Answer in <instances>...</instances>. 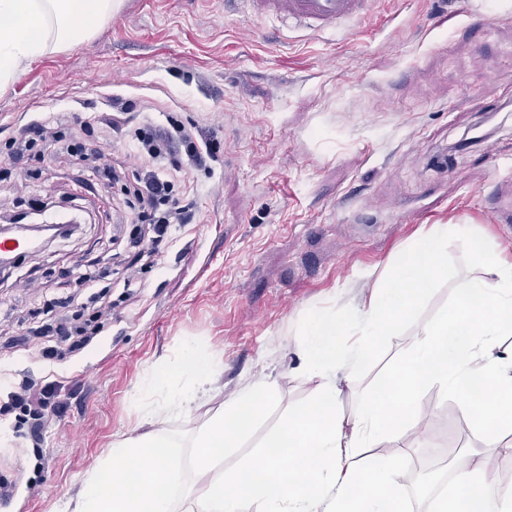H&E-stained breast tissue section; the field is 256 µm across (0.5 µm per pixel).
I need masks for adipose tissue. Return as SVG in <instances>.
<instances>
[{"label": "adipose tissue", "mask_w": 512, "mask_h": 512, "mask_svg": "<svg viewBox=\"0 0 512 512\" xmlns=\"http://www.w3.org/2000/svg\"><path fill=\"white\" fill-rule=\"evenodd\" d=\"M119 7L120 0H0V84L15 80L26 63L91 38ZM463 233L460 224L432 225L356 308L303 319L299 357L304 373L318 380L316 392L234 471L222 468L224 453L265 417L272 385L262 379L221 402L197 431L196 456L183 469L160 427L169 411L193 407L218 367L205 351L189 349L175 373L147 387L152 393L170 378L181 382L173 400L145 404L152 432L114 444L87 472L72 512H404L408 458L399 444L415 432L428 387L465 402L482 445L451 465L449 490L432 512H512V492L498 489L492 458L512 454V344L504 342L512 337V261L478 250L481 274L459 284L455 307L416 326L383 387L356 389V369L447 276L448 237ZM476 378L487 391L479 406L468 391ZM348 390L359 399L350 414L341 410ZM375 445L379 454L364 456ZM189 473L201 493L186 485Z\"/></svg>", "instance_id": "adipose-tissue-1"}]
</instances>
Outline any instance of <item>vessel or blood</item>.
Listing matches in <instances>:
<instances>
[{
	"label": "vessel or blood",
	"instance_id": "1",
	"mask_svg": "<svg viewBox=\"0 0 512 512\" xmlns=\"http://www.w3.org/2000/svg\"><path fill=\"white\" fill-rule=\"evenodd\" d=\"M257 23L282 19L310 32L353 28L369 17L370 0H233Z\"/></svg>",
	"mask_w": 512,
	"mask_h": 512
}]
</instances>
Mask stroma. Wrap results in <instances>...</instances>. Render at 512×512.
Masks as SVG:
<instances>
[{"label": "stroma", "mask_w": 512, "mask_h": 512, "mask_svg": "<svg viewBox=\"0 0 512 512\" xmlns=\"http://www.w3.org/2000/svg\"><path fill=\"white\" fill-rule=\"evenodd\" d=\"M373 7L364 27L303 37L225 13L224 0H121L90 40L0 86V145L40 112L110 119L107 100L117 95L135 113L156 103L145 120L173 111L211 135L223 176L211 193L203 173H189L202 185L194 223L175 232L124 302L123 282L110 274L134 254L120 191L67 156L0 167V220L42 202L82 219L71 237L20 250L18 264L0 271V385L49 375L62 382L64 405L33 451L0 394V477L14 490L0 512H64L118 435L144 433L149 380L178 366L190 345L218 360L220 398L262 374L274 381L267 418L223 466L248 459L314 395L315 379L299 370L301 317L354 307L432 225L460 223L466 235L449 240L448 277L421 305L422 319L454 307L457 284L479 275L475 249L512 260V228L493 216L512 205V18L496 19L490 0ZM499 110L506 119L494 133L436 165ZM103 270L119 300L103 331L83 350L40 360L38 341L19 339L18 325H37L51 299L87 300L82 274ZM214 408L205 401L169 415L164 434L183 467ZM472 431L454 398L424 392L420 432L404 445L408 472L447 471L449 453L474 446Z\"/></svg>", "instance_id": "1"}]
</instances>
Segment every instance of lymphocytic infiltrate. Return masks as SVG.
I'll return each instance as SVG.
<instances>
[{"label": "lymphocytic infiltrate", "instance_id": "1", "mask_svg": "<svg viewBox=\"0 0 512 512\" xmlns=\"http://www.w3.org/2000/svg\"><path fill=\"white\" fill-rule=\"evenodd\" d=\"M91 118L84 117L65 124L45 114L25 124L5 143V161L17 163L24 158L52 159L63 155L91 159L94 174L112 186L134 176L135 183L126 200L131 223L144 225L145 230L136 238L150 257L161 253L174 225L192 223L195 212L189 200L190 186L180 185V175L186 171H201L213 177V165L218 160L214 140L203 133L186 127L174 116H167L165 126L145 122L135 128L127 139V168L115 166L105 146L87 148L83 137L93 133ZM110 305L95 309L92 319L72 322L54 319L53 322L33 328L32 333L44 339L42 358L54 360L61 356V343H68L70 351L84 348L91 336L101 332L100 320L110 312ZM60 381L43 377L23 380L8 394L10 408L19 410L21 423L30 427L31 439H38L47 423L45 410L58 399Z\"/></svg>", "mask_w": 512, "mask_h": 512}]
</instances>
